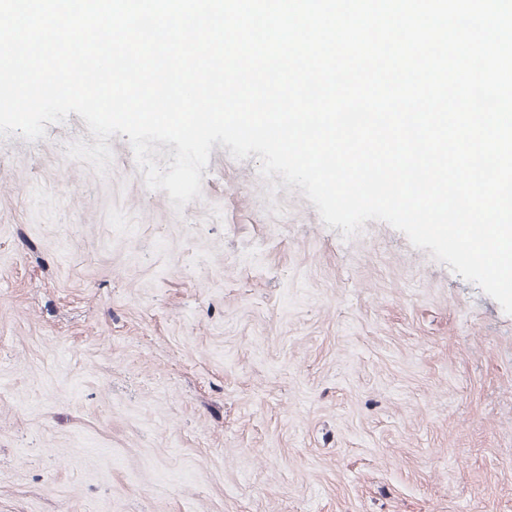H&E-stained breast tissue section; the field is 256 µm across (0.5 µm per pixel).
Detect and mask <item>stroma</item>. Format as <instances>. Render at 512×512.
Returning <instances> with one entry per match:
<instances>
[{"mask_svg":"<svg viewBox=\"0 0 512 512\" xmlns=\"http://www.w3.org/2000/svg\"><path fill=\"white\" fill-rule=\"evenodd\" d=\"M0 137V512H512V315L213 143L182 212Z\"/></svg>","mask_w":512,"mask_h":512,"instance_id":"obj_1","label":"stroma"}]
</instances>
